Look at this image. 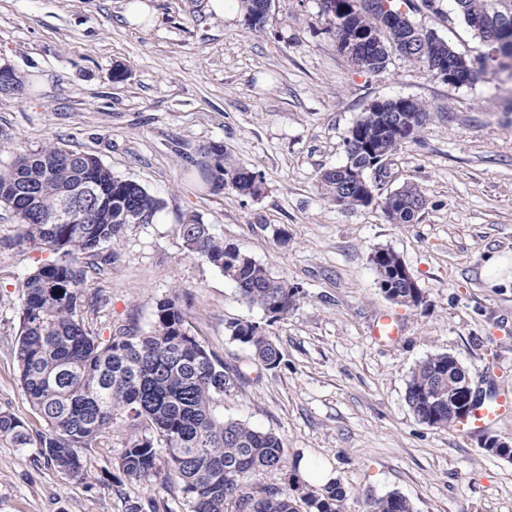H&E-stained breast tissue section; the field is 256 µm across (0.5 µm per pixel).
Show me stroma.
<instances>
[{"label":"stroma","mask_w":512,"mask_h":512,"mask_svg":"<svg viewBox=\"0 0 512 512\" xmlns=\"http://www.w3.org/2000/svg\"><path fill=\"white\" fill-rule=\"evenodd\" d=\"M207 2L149 0L154 20L144 28L125 21L124 0H0V62L21 81L0 94V168L52 143L95 155L162 204L152 222L103 245L112 262L82 290L86 324L105 337L147 331L158 303L177 297L190 333L240 373L224 395L225 419L283 436L289 465L327 467L349 490L350 512L391 492L413 512H512V459L484 446L512 437V415L463 433L421 423L406 401L412 368L443 353L479 390L512 397V282L492 286L482 274L489 255L512 253V91L491 76L452 86L397 56L380 74L358 71L321 0H273L260 29L241 15L214 18ZM413 18L466 57L486 51L453 0ZM403 97L426 104L430 119L390 158L380 188L414 183L424 208L391 224L377 206L329 202L320 176L345 163L360 113ZM213 144L256 172L258 196L204 179ZM191 220L299 287L296 308L268 322L188 253L179 228ZM18 233L0 208V407L40 430L15 349L24 278L52 254ZM380 248L403 260L418 307L382 292L371 262ZM387 313L398 314L399 334L376 340L371 327ZM236 321L265 325L282 354L277 368L231 339ZM135 435L120 423L82 449L83 481L39 449L0 440V512H189L161 476L116 470Z\"/></svg>","instance_id":"35a3bbf8"}]
</instances>
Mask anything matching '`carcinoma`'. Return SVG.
Wrapping results in <instances>:
<instances>
[{
    "instance_id": "obj_1",
    "label": "carcinoma",
    "mask_w": 512,
    "mask_h": 512,
    "mask_svg": "<svg viewBox=\"0 0 512 512\" xmlns=\"http://www.w3.org/2000/svg\"><path fill=\"white\" fill-rule=\"evenodd\" d=\"M240 3L248 24L263 27L267 15L259 10L260 0ZM454 3L487 47L477 58L461 55L420 25L414 43L404 46L403 32L384 23L382 9L413 11L412 0H373L368 8L358 7L357 0H322V10L334 24L340 51H345L352 34L367 39L364 53L350 58L360 71L380 74L394 54L430 68L438 45L448 69L461 75L464 85L512 70V48L490 41L492 31L512 26V0ZM428 119L427 106L411 98L402 112L396 111L393 101L383 109L366 108L345 141L346 162L321 175L325 198L344 209L374 204L391 224L412 222L411 212L426 203L418 187L406 184L369 200L351 185L349 172L359 169L367 175L373 170L371 160H388L421 132ZM205 154L213 159L205 174L214 189L230 187L244 196L261 193L254 172L233 163L222 146L211 145ZM82 182L94 189L93 203L76 215L74 224L52 223L63 195ZM0 207L19 221L20 239L61 255L60 261L41 264L25 278L15 352L20 385L45 428L32 436L19 417L1 407L0 439L10 440L16 448H39L57 468L83 480L81 449L92 447L123 421L145 427L152 436L134 440L117 461V469L129 478H149L158 473V448H164L165 481L180 488L190 512H300L301 503L309 512H348V491L340 481L315 491L288 472L280 435L224 420V393L236 386L238 374L190 334L185 313L175 301L158 304L147 332L129 328L104 337L85 324L80 288L86 284L87 271L82 258L116 241L129 225L152 221L161 209L159 199L140 184L114 175L96 156L49 144L16 156L9 167L0 169ZM180 233L191 254L219 269L270 321L288 315L299 301V288L274 278L239 248L224 244L211 225L183 223ZM371 261L376 272L386 273L379 286L389 300L407 308L419 306L421 291L398 278L403 261L396 252L378 249ZM228 330L233 340L252 350L260 366L272 369L280 364V350L259 324L237 321ZM459 382L460 372L450 355L422 360L406 383L411 411L432 427L457 426L463 414L448 403ZM263 475L278 482L257 491L253 481ZM368 512H412V507L393 492L371 502Z\"/></svg>"
}]
</instances>
